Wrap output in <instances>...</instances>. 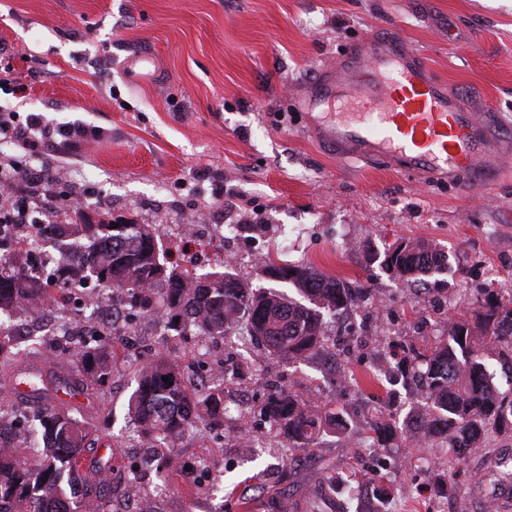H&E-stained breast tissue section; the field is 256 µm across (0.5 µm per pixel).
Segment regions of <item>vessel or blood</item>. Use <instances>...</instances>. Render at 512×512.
<instances>
[{"mask_svg": "<svg viewBox=\"0 0 512 512\" xmlns=\"http://www.w3.org/2000/svg\"><path fill=\"white\" fill-rule=\"evenodd\" d=\"M340 97L357 100L361 111L336 118L327 107ZM305 107L309 129L347 158H380L444 181L486 182L503 170L493 113L463 109L399 33L358 41L308 86Z\"/></svg>", "mask_w": 512, "mask_h": 512, "instance_id": "1", "label": "vessel or blood"}]
</instances>
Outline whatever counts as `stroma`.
<instances>
[{
    "instance_id": "obj_1",
    "label": "stroma",
    "mask_w": 512,
    "mask_h": 512,
    "mask_svg": "<svg viewBox=\"0 0 512 512\" xmlns=\"http://www.w3.org/2000/svg\"><path fill=\"white\" fill-rule=\"evenodd\" d=\"M401 30L470 110L500 114L512 137V0H0V113L37 114L48 135L30 151L0 131V169L30 174L5 209L25 204L73 223L71 199L151 225L167 259L197 272L224 268V227L242 224L235 248L279 247L281 261L336 276L360 299L349 331L328 323L322 348L292 364L256 347L164 336L157 317L132 315L135 346L116 339L106 387L70 395L72 363L51 341L15 347L0 363V418L55 406L90 432L84 470L112 465L114 482L155 496L150 449L126 422L134 375L155 355L182 366L197 388L223 384L218 421L186 433L168 452L181 463L153 512H376L367 477L392 486L387 512H512V484L493 472L512 460V436L489 435L458 459L414 436L406 422L414 384L408 347L446 337L456 312L487 294L512 301V161L498 181L444 182L391 170L380 159L343 161L320 145L301 107L320 67L373 32ZM86 128L74 141L64 130ZM260 232H252V225ZM447 251L451 268L417 287L382 268L377 254L400 240ZM238 373L224 379V361ZM37 370L40 394L16 390ZM283 390L355 421L307 452L292 450L263 413ZM396 420L400 437L373 451L368 421ZM262 445L243 450L240 425ZM209 463L216 479L191 470ZM361 482L352 500L335 477ZM430 495H423V488Z\"/></svg>"
}]
</instances>
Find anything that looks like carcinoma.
<instances>
[{
	"mask_svg": "<svg viewBox=\"0 0 512 512\" xmlns=\"http://www.w3.org/2000/svg\"><path fill=\"white\" fill-rule=\"evenodd\" d=\"M38 232L49 242L70 240L77 248H66L57 269L45 278L23 243L16 242L13 254L0 259V319L51 304L64 310L69 287L92 280L119 294L133 311L163 313L168 336L191 331L208 340L238 334L291 363L315 354L323 345L326 319L355 303L350 289L336 278L306 265L278 264L271 256L263 273L294 288L296 296L254 290L227 266L202 274L170 268L148 224L114 229L104 220L47 221ZM384 267L400 280L421 284L448 271V255L424 242L402 240L385 252ZM117 332L109 320L99 325L96 338L68 351L74 373L71 394L110 381V337ZM446 332V340L434 347L411 349L404 356L422 380L421 402L410 410L407 422L426 438L448 442V451L460 458L479 448L490 429L512 433V397L500 392L487 363L488 350L512 340V301L504 303L489 293L480 310L449 318ZM223 409L224 389H189L180 366L161 354L140 367L128 402L130 421L154 448ZM264 412L298 452L314 447L326 434L354 426L344 413L319 411L284 391L270 395ZM19 424L34 438V447L0 440V512H99L112 482L101 468L82 470L86 426L60 408H45ZM369 432L378 448L398 436L395 423L384 415L372 419Z\"/></svg>",
	"mask_w": 512,
	"mask_h": 512,
	"instance_id": "1",
	"label": "carcinoma"
}]
</instances>
